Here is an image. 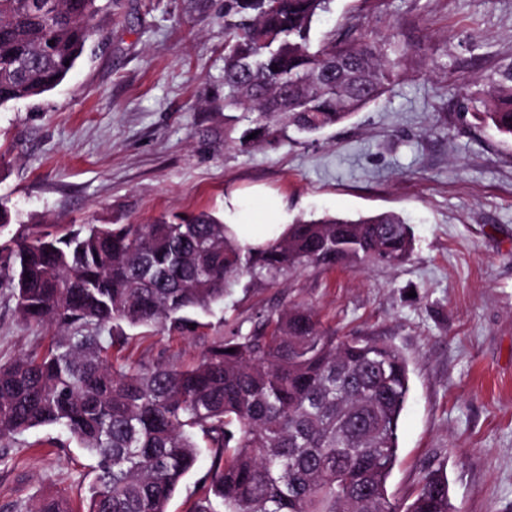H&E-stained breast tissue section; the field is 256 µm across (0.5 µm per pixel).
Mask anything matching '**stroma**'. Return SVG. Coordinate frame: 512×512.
Here are the masks:
<instances>
[{"instance_id": "35a3bbf8", "label": "stroma", "mask_w": 512, "mask_h": 512, "mask_svg": "<svg viewBox=\"0 0 512 512\" xmlns=\"http://www.w3.org/2000/svg\"><path fill=\"white\" fill-rule=\"evenodd\" d=\"M51 91L0 108V203L12 224H150L223 215L237 193L289 220L407 218L404 263L300 269L242 280L198 335L127 328L118 361L187 367L216 333L312 306L339 334L392 345L411 389L388 481L412 499L441 470L456 512H512V139L478 124L489 86L512 73V0H333L314 27L402 49L375 104L311 140L251 152L224 140V0H119ZM50 331L0 288V363L46 351ZM90 458L54 426L0 447V512L85 505Z\"/></svg>"}]
</instances>
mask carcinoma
Returning <instances> with one entry per match:
<instances>
[{"instance_id":"carcinoma-1","label":"carcinoma","mask_w":512,"mask_h":512,"mask_svg":"<svg viewBox=\"0 0 512 512\" xmlns=\"http://www.w3.org/2000/svg\"><path fill=\"white\" fill-rule=\"evenodd\" d=\"M332 0H224V137L242 151L288 130L349 120L400 78L402 50L313 24ZM112 0H0V108L59 85ZM54 45H49V41ZM512 138V77L474 113ZM253 139H247L250 134ZM414 248L396 213L298 219L240 246L201 213L153 224H20L0 236V286L22 318L53 330L42 356L0 364V445L65 429L94 460L84 512H167L201 447L211 463L188 512H454L427 473L400 506L387 483L410 391L393 346L339 336L313 308L266 315L254 333L213 338L188 368L109 361L122 325L194 335L241 277L272 282L343 260L394 265ZM31 512H72L44 498Z\"/></svg>"}]
</instances>
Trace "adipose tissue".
<instances>
[{
	"mask_svg": "<svg viewBox=\"0 0 512 512\" xmlns=\"http://www.w3.org/2000/svg\"><path fill=\"white\" fill-rule=\"evenodd\" d=\"M283 205L279 199H268L261 214L245 209L238 197L232 194L224 199V219L228 228L241 243L262 245L284 232L280 218Z\"/></svg>",
	"mask_w": 512,
	"mask_h": 512,
	"instance_id": "adipose-tissue-1",
	"label": "adipose tissue"
}]
</instances>
